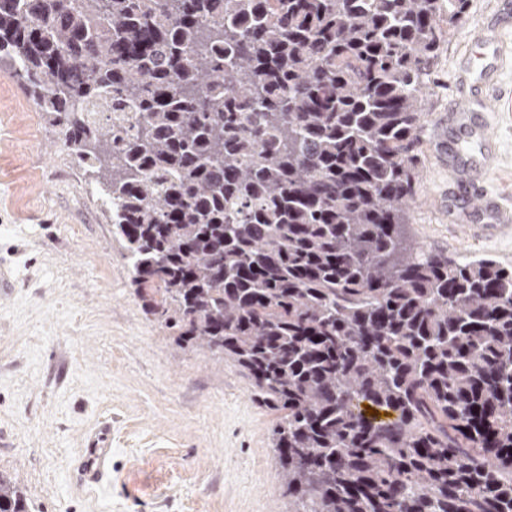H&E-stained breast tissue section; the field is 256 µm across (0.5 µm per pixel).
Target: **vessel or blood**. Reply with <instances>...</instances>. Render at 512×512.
Instances as JSON below:
<instances>
[{"instance_id": "1", "label": "vessel or blood", "mask_w": 512, "mask_h": 512, "mask_svg": "<svg viewBox=\"0 0 512 512\" xmlns=\"http://www.w3.org/2000/svg\"><path fill=\"white\" fill-rule=\"evenodd\" d=\"M437 152L456 187L471 189L479 205L474 212L478 227L495 229L512 223V211L504 210L498 197L483 182L495 157V141L486 121L473 109L454 106L437 143ZM109 428H100L83 439L78 471L83 480L102 482L112 455Z\"/></svg>"}]
</instances>
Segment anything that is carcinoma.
<instances>
[{
	"label": "carcinoma",
	"mask_w": 512,
	"mask_h": 512,
	"mask_svg": "<svg viewBox=\"0 0 512 512\" xmlns=\"http://www.w3.org/2000/svg\"><path fill=\"white\" fill-rule=\"evenodd\" d=\"M465 4L0 0V71L105 192L150 313L278 413L289 512H512V270L407 233ZM0 512H28L2 474Z\"/></svg>",
	"instance_id": "cac0c4a2"
}]
</instances>
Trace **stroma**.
Instances as JSON below:
<instances>
[{
  "mask_svg": "<svg viewBox=\"0 0 512 512\" xmlns=\"http://www.w3.org/2000/svg\"><path fill=\"white\" fill-rule=\"evenodd\" d=\"M512 0H467L426 85L422 178L409 233L424 249L512 269V228L449 222L436 125L452 100L488 97L497 159L484 182L512 209ZM507 49L493 80L466 78L479 25L496 15ZM0 474L19 478L29 512H288L270 434L275 415L245 372L179 346L147 311L112 237L110 213L25 87L0 72ZM112 425V468L82 484L84 434Z\"/></svg>",
  "mask_w": 512,
  "mask_h": 512,
  "instance_id": "1",
  "label": "stroma"
}]
</instances>
